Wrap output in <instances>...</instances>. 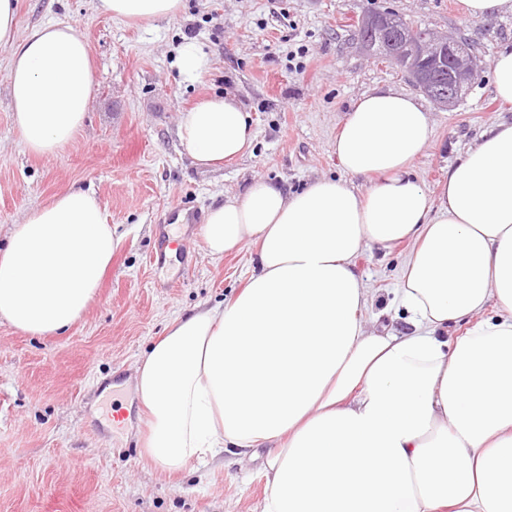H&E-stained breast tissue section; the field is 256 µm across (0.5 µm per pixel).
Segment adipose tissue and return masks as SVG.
<instances>
[{"mask_svg":"<svg viewBox=\"0 0 512 512\" xmlns=\"http://www.w3.org/2000/svg\"><path fill=\"white\" fill-rule=\"evenodd\" d=\"M94 8L139 24L178 16L183 0ZM0 47L28 150L73 145L93 87L77 29L18 34L17 0H0ZM176 65L196 84L213 60L186 38ZM251 122L235 96L211 94L180 112L177 136L196 165L218 169L250 153ZM433 130L414 95L367 91L332 144L343 176L297 192L255 179L209 208L208 256L251 246L256 266L231 297L170 319L136 363L148 462L173 476L225 448L267 449L263 512H512V122L487 129L431 193L411 168ZM370 243L409 246L397 288L409 333L367 328L357 256ZM121 245L91 191L29 209L0 248V319L63 335Z\"/></svg>","mask_w":512,"mask_h":512,"instance_id":"ef3b65f1","label":"adipose tissue"}]
</instances>
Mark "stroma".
Masks as SVG:
<instances>
[{
	"label": "stroma",
	"mask_w": 512,
	"mask_h": 512,
	"mask_svg": "<svg viewBox=\"0 0 512 512\" xmlns=\"http://www.w3.org/2000/svg\"><path fill=\"white\" fill-rule=\"evenodd\" d=\"M182 12L131 26L97 13L91 0H18V31L73 24L94 67L93 100L74 146L30 154L12 122L8 52L0 48V243L32 206L76 185L93 189L123 237L85 316L62 336H32L0 321V512H262L266 449H236L190 461L173 478L144 457V408L131 383L137 359L167 320L223 301L254 269L250 250L219 263L206 255L200 225L173 212L206 215L253 178L288 191L343 174L332 150L345 112L367 90L416 92L410 75L363 54L352 35L376 8L412 28L455 31L471 45L476 74L452 110L423 98L436 124L412 166L428 190L492 124L512 121L495 100L498 49L512 46V14L466 19L458 0H183ZM213 57L199 85L182 83L177 45L186 27ZM236 95L253 118L251 154L218 170L197 167L177 136L179 112L205 93ZM182 237L193 266L150 260L160 225ZM407 245L363 249L358 271L374 292L368 319L405 333L396 288Z\"/></svg>",
	"instance_id": "stroma-1"
}]
</instances>
